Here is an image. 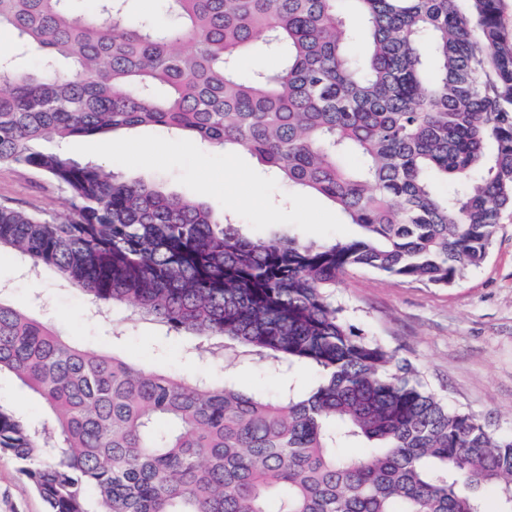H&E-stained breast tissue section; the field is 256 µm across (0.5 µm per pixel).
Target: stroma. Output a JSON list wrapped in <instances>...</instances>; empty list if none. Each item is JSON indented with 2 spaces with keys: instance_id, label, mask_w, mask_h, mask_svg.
<instances>
[{
  "instance_id": "stroma-1",
  "label": "stroma",
  "mask_w": 512,
  "mask_h": 512,
  "mask_svg": "<svg viewBox=\"0 0 512 512\" xmlns=\"http://www.w3.org/2000/svg\"><path fill=\"white\" fill-rule=\"evenodd\" d=\"M110 141L107 153H85L76 140L63 150L76 161L102 164L163 184L181 199L224 209L255 238L282 231L319 244L360 232L332 202L298 193L249 154L212 149L202 165L185 139L149 128L114 134ZM145 143L156 145L153 159L141 167L131 165V155ZM0 202L56 214L69 210L67 196L53 183L9 165H0ZM0 287L15 308L85 348L165 373L182 374L192 366L220 380L229 372L245 393L273 396L285 385L261 365H239L220 354L198 358L184 337L164 341L152 325L98 315L87 298L54 272L28 277L19 255L8 248L0 249ZM331 298L347 326L409 359L449 407L478 416L494 434L512 435V220L499 224L486 262L447 287L353 269ZM0 512H44L16 459L3 452Z\"/></svg>"
}]
</instances>
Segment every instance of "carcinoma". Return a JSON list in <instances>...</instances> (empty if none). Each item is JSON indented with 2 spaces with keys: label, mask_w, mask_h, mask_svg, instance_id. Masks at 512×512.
<instances>
[{
  "label": "carcinoma",
  "mask_w": 512,
  "mask_h": 512,
  "mask_svg": "<svg viewBox=\"0 0 512 512\" xmlns=\"http://www.w3.org/2000/svg\"><path fill=\"white\" fill-rule=\"evenodd\" d=\"M0 0V165L66 193L58 215L0 204V248L195 349L293 373L276 399L163 375L75 345L0 296V373L40 401L0 405L48 512H512V436L426 391L421 372L346 326L330 290L365 267L446 287L512 213V39L500 0ZM261 41L272 72L245 74ZM38 52L31 69L22 56ZM143 127L245 151L360 227L313 245L251 239L224 213L62 151ZM368 448L364 456L339 449Z\"/></svg>",
  "instance_id": "carcinoma-1"
}]
</instances>
